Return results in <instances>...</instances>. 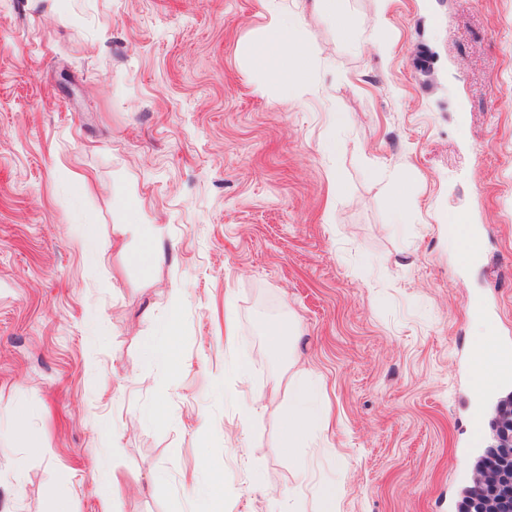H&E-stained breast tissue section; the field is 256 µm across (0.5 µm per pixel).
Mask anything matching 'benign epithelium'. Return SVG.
<instances>
[{"label":"benign epithelium","instance_id":"obj_1","mask_svg":"<svg viewBox=\"0 0 512 512\" xmlns=\"http://www.w3.org/2000/svg\"><path fill=\"white\" fill-rule=\"evenodd\" d=\"M494 445L481 457L468 495L470 512H512V405L497 407Z\"/></svg>","mask_w":512,"mask_h":512}]
</instances>
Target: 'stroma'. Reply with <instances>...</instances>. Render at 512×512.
<instances>
[{
  "label": "stroma",
  "instance_id": "stroma-1",
  "mask_svg": "<svg viewBox=\"0 0 512 512\" xmlns=\"http://www.w3.org/2000/svg\"><path fill=\"white\" fill-rule=\"evenodd\" d=\"M344 6L350 39L312 0H0V512H102L115 481L119 512H195L219 473L223 512L331 484L340 512H459L470 417L512 395L469 377L485 327L512 351V0ZM277 14L310 54L290 106L256 54ZM171 320L177 364L146 362ZM309 371L332 422L301 475L279 424ZM455 230L463 242L465 260L476 261L482 254V239L477 227L473 224H459Z\"/></svg>",
  "mask_w": 512,
  "mask_h": 512
}]
</instances>
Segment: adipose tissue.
Listing matches in <instances>:
<instances>
[{"instance_id": "adipose-tissue-1", "label": "adipose tissue", "mask_w": 512, "mask_h": 512, "mask_svg": "<svg viewBox=\"0 0 512 512\" xmlns=\"http://www.w3.org/2000/svg\"><path fill=\"white\" fill-rule=\"evenodd\" d=\"M298 24L287 16L277 17L269 26L263 50L276 61L281 76L283 102L297 100L305 91L304 63L307 47L297 39ZM472 388L481 393L497 384L505 372L492 332H483L471 354ZM329 410L315 377L288 380V408L280 425V444L288 460H296L299 449L308 447L315 429L327 422Z\"/></svg>"}]
</instances>
